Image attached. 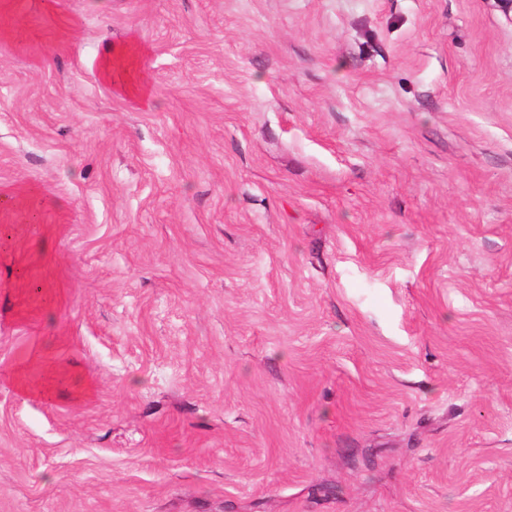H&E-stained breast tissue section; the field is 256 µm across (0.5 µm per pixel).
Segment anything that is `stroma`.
Listing matches in <instances>:
<instances>
[{
    "label": "stroma",
    "mask_w": 512,
    "mask_h": 512,
    "mask_svg": "<svg viewBox=\"0 0 512 512\" xmlns=\"http://www.w3.org/2000/svg\"><path fill=\"white\" fill-rule=\"evenodd\" d=\"M2 8L0 512H512L494 0ZM136 53V47L132 44L116 48L108 45L100 63V77L119 93L147 99L151 95L149 87L131 73Z\"/></svg>",
    "instance_id": "stroma-1"
}]
</instances>
